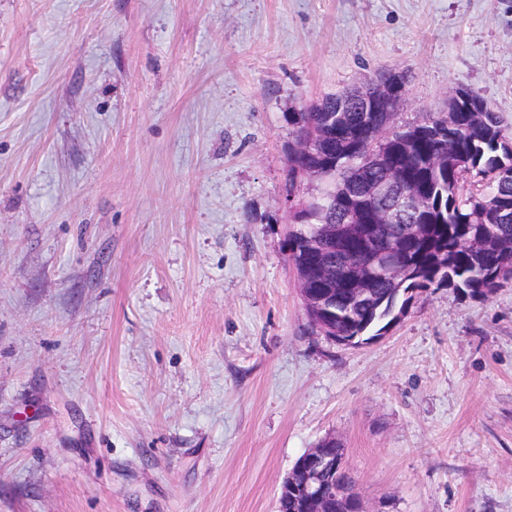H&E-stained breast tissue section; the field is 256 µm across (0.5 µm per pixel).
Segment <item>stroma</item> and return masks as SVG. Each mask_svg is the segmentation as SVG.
<instances>
[{
    "label": "stroma",
    "mask_w": 512,
    "mask_h": 512,
    "mask_svg": "<svg viewBox=\"0 0 512 512\" xmlns=\"http://www.w3.org/2000/svg\"><path fill=\"white\" fill-rule=\"evenodd\" d=\"M407 77L512 130V0H0V512H276L336 438L366 512H512V283L315 335L289 113ZM298 274L299 290L306 313L314 326V328L327 339L346 346H353V339H345L342 334H336L328 325L329 312L323 299L316 296L311 288H309V268L307 266L296 267Z\"/></svg>",
    "instance_id": "1"
}]
</instances>
